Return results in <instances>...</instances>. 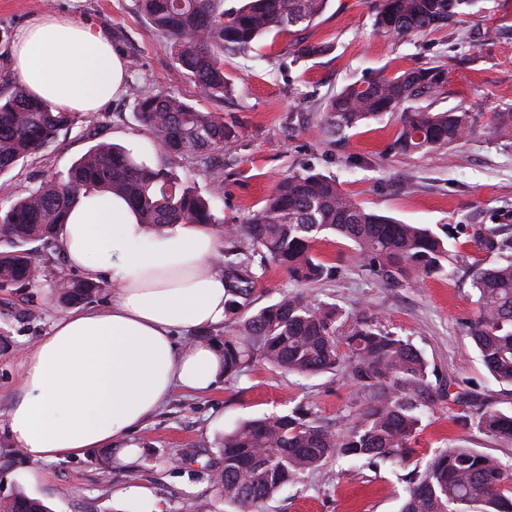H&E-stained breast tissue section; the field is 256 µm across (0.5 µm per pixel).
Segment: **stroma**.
<instances>
[{"label":"stroma","mask_w":512,"mask_h":512,"mask_svg":"<svg viewBox=\"0 0 512 512\" xmlns=\"http://www.w3.org/2000/svg\"><path fill=\"white\" fill-rule=\"evenodd\" d=\"M379 0H329L320 19L299 35L263 38L243 54L224 57V75L232 91L224 99L204 96L173 61L166 41L147 22L138 0H0V63L10 57L19 30L35 18L57 14L91 23L126 57L136 59L137 76L125 93L77 124L41 154L19 162L0 176V204L37 188L55 172H64L90 146L108 141L153 159V135L138 119L140 94L169 91L203 111L223 113L238 136L215 154L209 165L178 160L175 172L208 192L213 180L224 183L214 207L226 224L244 223L276 181L312 169L335 177L356 202L406 224L444 234L459 224L512 225V150L490 140L486 127L452 149L409 156L395 154L391 143L399 114L348 131L331 143L324 129L325 102L354 83L392 76L428 63L444 64L448 84L433 108L464 106L490 115L512 104V0H478L458 27H443L407 38L378 33L374 14ZM467 34L458 43L456 30ZM328 45L327 53L299 59L294 39ZM332 272L317 283L293 281L271 266L260 274L254 305L261 308L282 294L305 302L335 305L346 317L370 308L384 327L408 339L429 363L427 381L438 398L428 409L414 451L401 465L338 455L324 468L305 473L263 505L264 512H400L408 473L423 471L433 454L448 444L489 452L512 462V443L476 427L455 422L460 407L453 395L474 391L479 401L512 414V386L487 371L467 337L464 324L475 311L464 264L489 265L494 253L466 243L463 264H447L440 276L392 288L357 265L349 242L328 236L314 244ZM60 314L50 282L13 296L0 294V438L7 437L10 405L19 392L25 355L49 334ZM369 399L345 373L301 375L258 363L244 374L218 383L210 392L174 391L166 404L119 447L138 453L109 470L83 457L41 463L42 478L31 484L28 459L0 461V496L24 487L52 512H142L138 490H147L162 512H221L205 464L218 455L221 429L245 419L284 415L306 407L318 424L347 430ZM223 416V427L212 424ZM136 479H129L128 470Z\"/></svg>","instance_id":"obj_1"}]
</instances>
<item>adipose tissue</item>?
<instances>
[{"instance_id": "obj_1", "label": "adipose tissue", "mask_w": 512, "mask_h": 512, "mask_svg": "<svg viewBox=\"0 0 512 512\" xmlns=\"http://www.w3.org/2000/svg\"><path fill=\"white\" fill-rule=\"evenodd\" d=\"M11 66L58 111H98L121 94L127 61L92 24L36 18L15 37ZM223 239L206 224L149 229L120 197L80 193L58 234L67 263L112 286L101 310L61 314L27 353L8 415L33 463L109 448L142 426L174 389L206 392L224 377L220 351L179 345V332L223 326L222 276L209 272Z\"/></svg>"}]
</instances>
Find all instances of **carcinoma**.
<instances>
[{"label":"carcinoma","mask_w":512,"mask_h":512,"mask_svg":"<svg viewBox=\"0 0 512 512\" xmlns=\"http://www.w3.org/2000/svg\"><path fill=\"white\" fill-rule=\"evenodd\" d=\"M475 0H381L375 26L404 38L457 21ZM328 0H250L236 10L224 0H140L151 26L167 42L175 64L194 79L210 99L231 90L224 77V54L244 51L264 35L310 27ZM298 58L322 55L328 47L295 41ZM448 82V71L427 63L392 77L351 84L328 101L325 129L334 138L347 129L401 113L393 142L395 153L410 155L451 147L472 136L477 118L468 109L432 111L431 104ZM428 106L422 107L420 103ZM137 115L153 136L157 159L101 141L67 171L0 210V292L8 295L37 286L44 269H58L53 284L61 308L91 301L102 286L67 277L56 243V229L83 190L110 192L128 201L149 229L172 224H219L213 203L222 199L223 181L204 197L173 171L174 161L205 157L237 137L219 112H203L168 91L136 100ZM79 116L55 112L0 74V175L34 157L71 129ZM494 143L512 149V106L491 113ZM224 241L248 240L250 251H224L213 270L224 276L229 298L223 339L202 336L224 359V377L234 378L262 362L298 374L345 370L369 393L354 425L338 434L297 407L290 413L250 419L224 433L219 461L210 466L212 488L235 512H262L285 485L341 454L401 462L411 451L422 419L434 402L428 362L413 344L385 330L381 317L368 310L352 320L331 304L309 305L285 294L251 311L258 275L254 267L273 264L291 279L315 283L329 275L312 243L331 234L353 244L354 257L384 283L398 287L413 279L445 273L448 246L432 230L404 224L356 203L322 173L307 171L280 178L245 224L223 227ZM470 241L495 252L490 265L465 267L476 294L477 312L466 323L467 336L489 373L512 385V226L477 224ZM490 437L512 442V415L488 405L457 416ZM0 512H51L41 500L17 487L0 496ZM401 512H512V465L472 448L448 446L436 452L422 472L408 479Z\"/></svg>","instance_id":"carcinoma-1"}]
</instances>
